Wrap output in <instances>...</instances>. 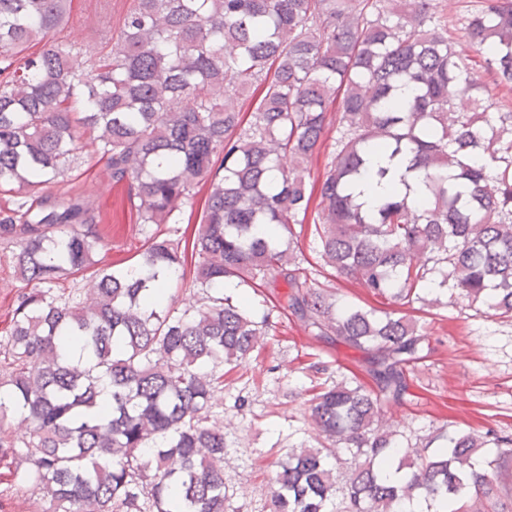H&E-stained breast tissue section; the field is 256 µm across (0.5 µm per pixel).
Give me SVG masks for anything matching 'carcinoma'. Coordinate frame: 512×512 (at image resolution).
Returning a JSON list of instances; mask_svg holds the SVG:
<instances>
[{"mask_svg": "<svg viewBox=\"0 0 512 512\" xmlns=\"http://www.w3.org/2000/svg\"><path fill=\"white\" fill-rule=\"evenodd\" d=\"M72 2L0 0V243L15 247L26 282L0 338V390L16 403H0V429L16 420L32 435L0 439V483L31 488L39 512H226L211 409L224 365L254 349L275 310L367 356L372 384L312 393L317 445L277 462L270 512H398L411 500L489 512L482 498L512 496L500 485L512 437L493 459L466 429L434 449L395 440L384 409L406 392L424 334L405 314L337 305L284 243L309 216L308 165L336 103V150L311 215L324 265L401 306L450 285L512 315V112L489 111L437 4L130 0L90 52L49 40ZM465 31L494 80L512 83V0H481ZM88 134L138 224L180 223L207 187L191 245L151 235L135 266L96 268L93 201L55 191L81 178ZM375 150L409 157L423 202L364 207L355 185ZM261 224L278 235H259ZM190 256L192 300L157 305L160 273ZM92 268L88 287H56ZM231 281L261 290L270 311L220 296ZM337 448L350 454L340 488L327 463Z\"/></svg>", "mask_w": 512, "mask_h": 512, "instance_id": "1", "label": "carcinoma"}]
</instances>
